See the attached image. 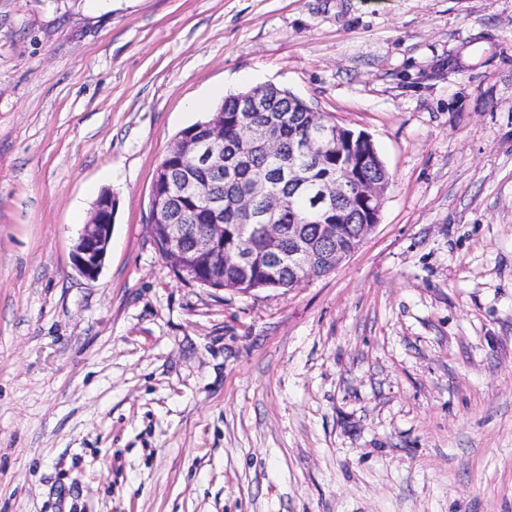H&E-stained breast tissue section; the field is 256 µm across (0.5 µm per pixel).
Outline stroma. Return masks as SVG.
<instances>
[{
  "label": "stroma",
  "mask_w": 512,
  "mask_h": 512,
  "mask_svg": "<svg viewBox=\"0 0 512 512\" xmlns=\"http://www.w3.org/2000/svg\"><path fill=\"white\" fill-rule=\"evenodd\" d=\"M261 84L391 183L326 276L208 288L151 185ZM0 512H512V0H0ZM114 212L115 202L111 193L98 198L74 244V267L87 279L95 280L102 271L111 239Z\"/></svg>",
  "instance_id": "stroma-1"
}]
</instances>
